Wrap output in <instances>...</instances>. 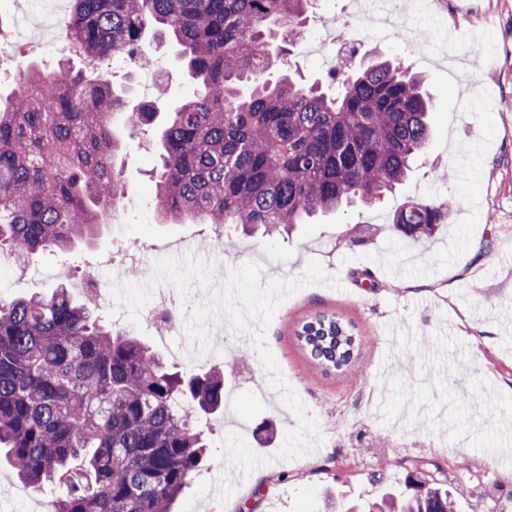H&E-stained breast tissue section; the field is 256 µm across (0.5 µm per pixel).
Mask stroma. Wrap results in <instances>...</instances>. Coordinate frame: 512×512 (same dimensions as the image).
<instances>
[{
  "label": "stroma",
  "mask_w": 512,
  "mask_h": 512,
  "mask_svg": "<svg viewBox=\"0 0 512 512\" xmlns=\"http://www.w3.org/2000/svg\"><path fill=\"white\" fill-rule=\"evenodd\" d=\"M394 33L371 39L358 65L381 55L421 74L432 100V137L406 180L382 203L306 220L291 235L240 237L233 253L207 243L208 228L193 219L160 222L152 206L149 172L158 128L116 122L128 195L119 216L91 241L58 257L36 260L32 276L0 274V300L66 286L82 301L81 284L94 274L113 283L112 252L134 239L145 266L179 255L183 243L202 244L210 263L225 269L257 262L262 282L301 276L318 261L328 281L285 298L265 341L279 369L307 407L322 436L309 452L284 460L277 453L298 419L259 361L251 333L225 328L224 382L232 394L211 419L210 448L236 432L268 462L248 477L211 460L178 499L176 512H325L327 497L367 499L409 474L462 490L460 512H512V0H439L437 18L406 0ZM355 0H316L310 37L335 21L344 38ZM455 28V47L437 38L439 24ZM160 67V81L109 64L115 90L129 106L155 104L168 112L196 83L177 44L156 29L143 40ZM455 197L435 235L401 240L393 215L407 204ZM335 313L357 336V374L313 360L297 338L315 315ZM99 316L141 338L185 376L211 369L176 356L185 334L132 325L108 300Z\"/></svg>",
  "instance_id": "obj_1"
}]
</instances>
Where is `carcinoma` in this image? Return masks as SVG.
Returning a JSON list of instances; mask_svg holds the SVG:
<instances>
[{
    "label": "carcinoma",
    "mask_w": 512,
    "mask_h": 512,
    "mask_svg": "<svg viewBox=\"0 0 512 512\" xmlns=\"http://www.w3.org/2000/svg\"><path fill=\"white\" fill-rule=\"evenodd\" d=\"M313 0H69L70 52L97 78L29 70L0 105V250L59 252L105 223L126 190L112 117L148 125L154 107L130 110L103 65L138 56L157 26L183 48L197 88L170 113L155 155V211L274 237L307 216L359 201L374 206L402 184L431 135L422 79L390 60L354 67L344 54L335 91L283 75L306 38ZM249 82L242 95L239 84ZM444 215L413 202L393 217L417 239ZM341 318L318 315L298 331L310 356L352 368ZM224 408V374L184 382L134 336L113 333L66 289L0 301V447L19 479L63 490L55 512H172L206 454L210 415ZM338 512H457L436 480Z\"/></svg>",
    "instance_id": "cac0c4a2"
}]
</instances>
